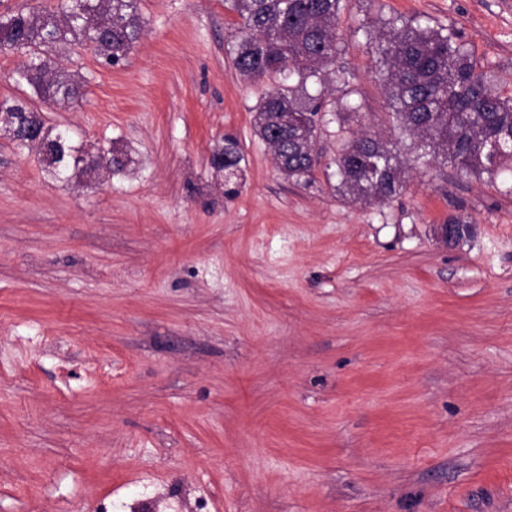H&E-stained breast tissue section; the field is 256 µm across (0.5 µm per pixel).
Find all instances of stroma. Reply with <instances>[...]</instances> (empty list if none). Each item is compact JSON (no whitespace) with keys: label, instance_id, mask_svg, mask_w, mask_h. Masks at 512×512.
<instances>
[{"label":"stroma","instance_id":"obj_1","mask_svg":"<svg viewBox=\"0 0 512 512\" xmlns=\"http://www.w3.org/2000/svg\"><path fill=\"white\" fill-rule=\"evenodd\" d=\"M140 8L123 65L57 49L79 105L35 102L131 173L60 181L0 136V512H512V172L404 146L374 204L336 166L351 132L401 138L365 30L455 31L508 94L512 0H349L335 96L361 110L308 183L254 132L271 82L233 70L224 0ZM453 215L475 231L448 247ZM242 160L243 155L238 141L233 137H226L224 138V147L212 154L210 164L216 172L224 173V177L228 181H232L236 179L241 171L240 164ZM96 150H101L100 152L104 153L107 158H112V164H109V160L107 158L94 155H91L92 163L95 165L100 164L105 168H112V173L126 171L131 165L132 160L124 150H120L115 147H98Z\"/></svg>","mask_w":512,"mask_h":512}]
</instances>
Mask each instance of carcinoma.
Here are the masks:
<instances>
[{
    "label": "carcinoma",
    "instance_id": "obj_1",
    "mask_svg": "<svg viewBox=\"0 0 512 512\" xmlns=\"http://www.w3.org/2000/svg\"><path fill=\"white\" fill-rule=\"evenodd\" d=\"M348 0H225L239 18L231 54L235 72L246 80L272 79L255 115V131L269 146L278 171L289 180L309 182L318 163L316 143L326 113L339 127L360 110L350 99L330 104L328 84L348 87L352 71L337 64L338 26ZM142 35L140 0H58L56 11L32 7L0 14V46L18 45L27 62L12 72L30 88L62 108L83 99V83L59 71L43 72L40 56L63 45L91 46L109 66L123 63ZM375 40L384 65V85L397 128L411 140L418 157L431 165L451 163L459 172L495 175L512 162V96L503 95L471 58L454 32L428 24L388 21ZM0 135L35 148L50 173L89 174L84 140L69 129L46 125L31 101L0 97ZM112 171L131 165L128 153L101 148ZM238 141L224 138L211 167L231 181L241 171ZM341 186L356 201L385 203L402 191L406 169L394 142L360 131L336 160Z\"/></svg>",
    "mask_w": 512,
    "mask_h": 512
}]
</instances>
